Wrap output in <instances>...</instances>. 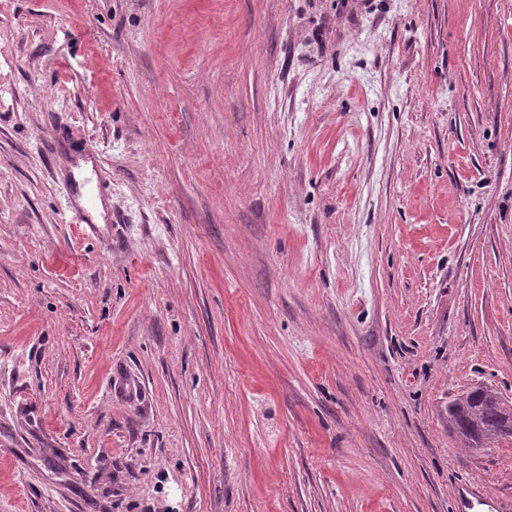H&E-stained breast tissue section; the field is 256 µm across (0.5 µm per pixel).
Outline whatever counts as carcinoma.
Here are the masks:
<instances>
[{"label": "carcinoma", "mask_w": 512, "mask_h": 512, "mask_svg": "<svg viewBox=\"0 0 512 512\" xmlns=\"http://www.w3.org/2000/svg\"><path fill=\"white\" fill-rule=\"evenodd\" d=\"M448 431L463 448H488L512 437V407L497 392L475 387L448 402Z\"/></svg>", "instance_id": "cac0c4a2"}]
</instances>
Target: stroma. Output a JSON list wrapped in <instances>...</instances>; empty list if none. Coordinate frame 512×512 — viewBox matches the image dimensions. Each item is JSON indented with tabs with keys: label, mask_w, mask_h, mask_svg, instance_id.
Masks as SVG:
<instances>
[{
	"label": "stroma",
	"mask_w": 512,
	"mask_h": 512,
	"mask_svg": "<svg viewBox=\"0 0 512 512\" xmlns=\"http://www.w3.org/2000/svg\"><path fill=\"white\" fill-rule=\"evenodd\" d=\"M478 385L512 0H0V512H512ZM448 431L462 448H488L512 437V407L488 387H475L448 402Z\"/></svg>",
	"instance_id": "35a3bbf8"
}]
</instances>
